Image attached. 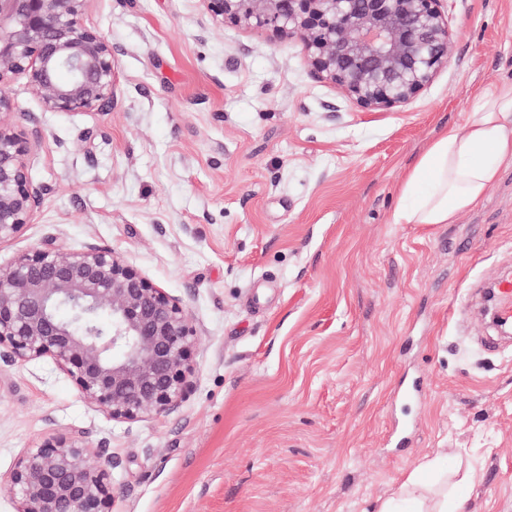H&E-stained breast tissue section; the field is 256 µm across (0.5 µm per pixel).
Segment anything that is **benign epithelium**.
Returning <instances> with one entry per match:
<instances>
[{
	"mask_svg": "<svg viewBox=\"0 0 512 512\" xmlns=\"http://www.w3.org/2000/svg\"><path fill=\"white\" fill-rule=\"evenodd\" d=\"M88 0H0V242L29 223L38 190L28 147L3 109L22 73L49 112L112 96V47L85 27ZM213 19L300 39L315 73L368 111L402 107L448 62L457 32L445 0H200ZM199 345L176 298L114 250L36 247L0 269V360L51 358L84 400L114 420L174 411ZM15 512H112V461L83 433L26 449L0 477Z\"/></svg>",
	"mask_w": 512,
	"mask_h": 512,
	"instance_id": "1",
	"label": "benign epithelium"
}]
</instances>
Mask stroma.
Instances as JSON below:
<instances>
[{
  "mask_svg": "<svg viewBox=\"0 0 512 512\" xmlns=\"http://www.w3.org/2000/svg\"><path fill=\"white\" fill-rule=\"evenodd\" d=\"M447 64L367 111L299 39L199 0H87L112 47L103 109L45 111L10 76L40 202L0 268L45 245L116 251L197 328L171 413L115 421L50 359L0 362V476L82 432L113 512H376L417 461L465 512H512V339L482 289L512 271V168L452 224H393L417 155L512 79V0H447Z\"/></svg>",
  "mask_w": 512,
  "mask_h": 512,
  "instance_id": "obj_1",
  "label": "stroma"
}]
</instances>
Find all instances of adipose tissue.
<instances>
[{"mask_svg": "<svg viewBox=\"0 0 512 512\" xmlns=\"http://www.w3.org/2000/svg\"><path fill=\"white\" fill-rule=\"evenodd\" d=\"M512 166V80L485 90L470 118L442 129L409 169L390 221L451 224Z\"/></svg>", "mask_w": 512, "mask_h": 512, "instance_id": "ef3b65f1", "label": "adipose tissue"}]
</instances>
